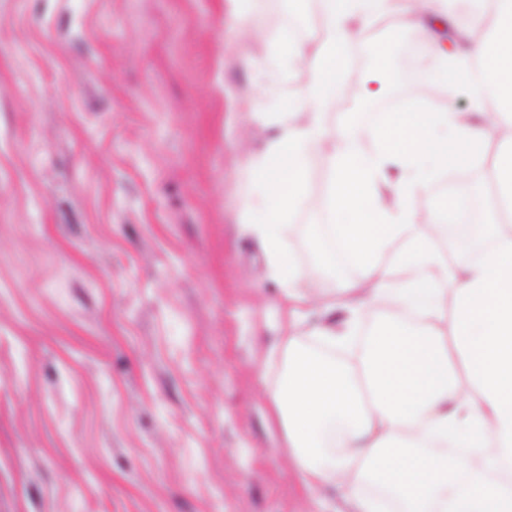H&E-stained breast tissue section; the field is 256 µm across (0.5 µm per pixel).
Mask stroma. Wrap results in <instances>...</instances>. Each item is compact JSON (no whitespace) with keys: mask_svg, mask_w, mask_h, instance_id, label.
Masks as SVG:
<instances>
[{"mask_svg":"<svg viewBox=\"0 0 512 512\" xmlns=\"http://www.w3.org/2000/svg\"><path fill=\"white\" fill-rule=\"evenodd\" d=\"M257 31L243 37L236 9ZM312 0H0V512H349L306 491L267 389L283 332L265 256L239 228L247 154L308 82L290 44ZM473 15L444 0L412 28L356 31L348 94L360 121L457 48ZM405 98L470 112V90ZM477 159L419 206L491 194ZM330 168L314 154L285 217L317 297L307 228Z\"/></svg>","mask_w":512,"mask_h":512,"instance_id":"obj_1","label":"stroma"}]
</instances>
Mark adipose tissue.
Returning a JSON list of instances; mask_svg holds the SVG:
<instances>
[{
    "instance_id": "1",
    "label": "adipose tissue",
    "mask_w": 512,
    "mask_h": 512,
    "mask_svg": "<svg viewBox=\"0 0 512 512\" xmlns=\"http://www.w3.org/2000/svg\"><path fill=\"white\" fill-rule=\"evenodd\" d=\"M389 0H320L328 39L314 50L290 48L310 80L275 121V135L244 163L251 206L242 227L258 240L268 271L291 310L293 329L277 344L285 371L270 415L283 431L302 485L339 490L352 512H386L367 495L375 478L404 512H512V0H480L460 24L461 58L427 79L449 75L468 85L483 122L460 112H403L373 129L381 148L367 153L353 123L327 129L325 114L342 95L338 57L348 54L357 24L383 15ZM481 39H472L475 29ZM507 127L487 174L496 188L488 222L473 249L447 266L420 226L414 204L447 170L464 173L458 149L488 143ZM327 156L328 234L352 254L359 277L336 284L347 313L324 322L310 340L295 331L310 304L306 271L288 257L282 219L299 198L314 152ZM402 285L390 287L392 270ZM385 312L355 360L352 345L365 309ZM451 315V333L438 326Z\"/></svg>"
}]
</instances>
